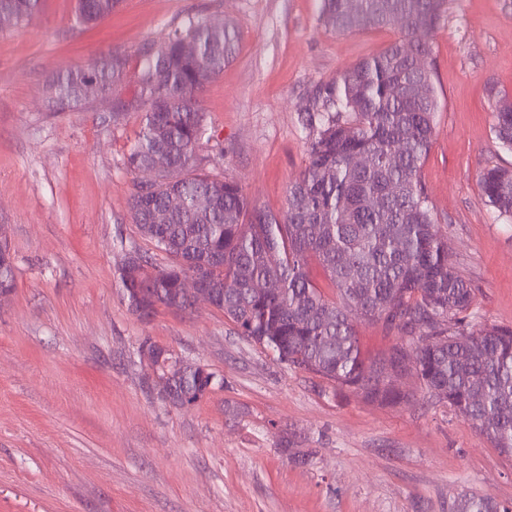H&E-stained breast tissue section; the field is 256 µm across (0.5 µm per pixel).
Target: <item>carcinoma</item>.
Wrapping results in <instances>:
<instances>
[{
    "mask_svg": "<svg viewBox=\"0 0 512 512\" xmlns=\"http://www.w3.org/2000/svg\"><path fill=\"white\" fill-rule=\"evenodd\" d=\"M320 21L336 33L400 27L379 52L363 58L319 89L320 125L309 137L306 161L288 186L286 207L273 213L252 205L242 187L200 169L197 149L207 135L199 93L233 62L238 33L198 14L141 55L137 98L140 130L124 158L130 172L150 168L151 190L133 184L132 222L167 264L137 254L118 269L123 299L146 317L160 307L184 310L180 278L201 274L215 290L216 309L245 339L280 363L319 376L339 389L395 402L399 373L408 368L429 395L462 411L501 453L512 456V328L488 325L475 310V287L449 260L450 242L436 224L421 169L431 150L439 111L430 45L417 38L435 29L445 0H320ZM119 0H78L77 19L93 23ZM40 0H0L15 22L31 18ZM197 51L181 50L185 39ZM125 58L113 53L65 69L46 84L51 104L85 100L96 83L108 95L121 81ZM423 92L413 95L409 88ZM493 131L512 151V96L490 89ZM368 155L364 169L350 165ZM483 197L512 222V169L481 176ZM379 204H374V200ZM157 211L169 215L155 224ZM317 262L336 291L326 298L309 267ZM12 260H0V291L10 293ZM272 283V291L258 289ZM381 324L414 345L394 344L377 360L361 352L357 321ZM161 394L196 402L220 379L167 354L153 361ZM454 512H512L490 494H463Z\"/></svg>",
    "mask_w": 512,
    "mask_h": 512,
    "instance_id": "obj_1",
    "label": "carcinoma"
}]
</instances>
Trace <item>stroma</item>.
Returning <instances> with one entry per match:
<instances>
[{"label":"stroma","instance_id":"35a3bbf8","mask_svg":"<svg viewBox=\"0 0 512 512\" xmlns=\"http://www.w3.org/2000/svg\"><path fill=\"white\" fill-rule=\"evenodd\" d=\"M320 0H120L79 24L75 0H41L0 26V226L15 287L0 298V512H454L464 493L512 501V457L414 376L401 404L335 391L238 336L221 311L159 308L143 319L117 269L136 252L165 264L128 212L123 157L139 129V51L190 14L239 33L236 59L202 91L197 153L252 204L286 205L305 163L317 91L391 40L338 34ZM432 48L440 111L422 177L450 259L485 323L512 327V224L480 174L512 167L489 87L512 94V0H447ZM110 96L50 111L62 70L112 51ZM151 341L223 378L194 406L165 401L140 347Z\"/></svg>","mask_w":512,"mask_h":512}]
</instances>
